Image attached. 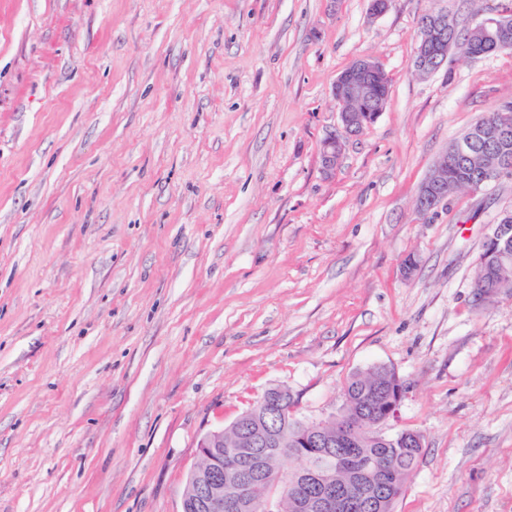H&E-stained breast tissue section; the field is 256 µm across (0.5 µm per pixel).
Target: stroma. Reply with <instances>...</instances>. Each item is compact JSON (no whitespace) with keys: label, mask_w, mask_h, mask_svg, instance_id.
<instances>
[{"label":"stroma","mask_w":512,"mask_h":512,"mask_svg":"<svg viewBox=\"0 0 512 512\" xmlns=\"http://www.w3.org/2000/svg\"><path fill=\"white\" fill-rule=\"evenodd\" d=\"M463 0H0V512H182L198 442L272 387L339 414L354 373L423 437L394 512H512V296L473 271L512 179L414 207L512 98V52L413 66ZM390 78L346 141L354 59ZM417 266L405 275L403 263ZM455 18L447 12H438L431 14L424 27L419 25V45L414 59L415 70L421 74H432L441 68L448 66V57L452 50L460 49L458 45L449 44L448 49V31L455 29ZM430 45H440L441 52L433 57L427 53Z\"/></svg>","instance_id":"stroma-1"}]
</instances>
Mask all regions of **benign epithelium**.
<instances>
[{
  "instance_id": "obj_1",
  "label": "benign epithelium",
  "mask_w": 512,
  "mask_h": 512,
  "mask_svg": "<svg viewBox=\"0 0 512 512\" xmlns=\"http://www.w3.org/2000/svg\"><path fill=\"white\" fill-rule=\"evenodd\" d=\"M455 18L446 12L431 15L420 29L419 45L414 59L415 70L432 74L448 66L450 51L458 45H448V31L455 29ZM512 28V15L504 12L480 13L471 23V30L485 39L494 31L506 32ZM383 67L375 60L358 58L336 77L333 97L339 106L342 136L331 135L324 140L321 155L322 170L330 174L336 169L340 158L341 138L359 136L358 113L347 108L353 103L371 101L372 78L382 73ZM448 196V152H443L434 161L429 173L419 186L415 196V210L422 216L433 213L440 202ZM512 243V224H493L484 240L487 250L482 263L486 266L500 264L508 259L509 244ZM277 392L286 397V403L265 409L262 419L244 421L239 426L246 429L241 438L239 450L226 458L214 453L211 442L221 443L224 431L208 433L199 444V457L207 468L221 473L219 478L205 481L194 478L189 484L191 494L200 499L209 512H245L252 508L256 512H277L280 500L287 497L295 512H341L356 507L365 510L383 507V502L373 498L368 489L374 487L386 472L380 463L360 474H352L354 483L362 490L354 502H348L336 490V468L333 455L328 449L336 439L353 440L365 435L380 439L386 435L379 426L397 416L405 396V389L399 387L390 399V405L381 419L375 422L343 419L338 429L325 433L321 423L294 425L293 431L301 443L298 452L306 461L304 472L290 479L288 485L274 483L267 486L264 497L257 495L249 477L239 466V459L246 454L253 459L254 467L267 471V467L283 454L281 448L288 445V426L283 419L292 414L294 399L285 388Z\"/></svg>"
}]
</instances>
